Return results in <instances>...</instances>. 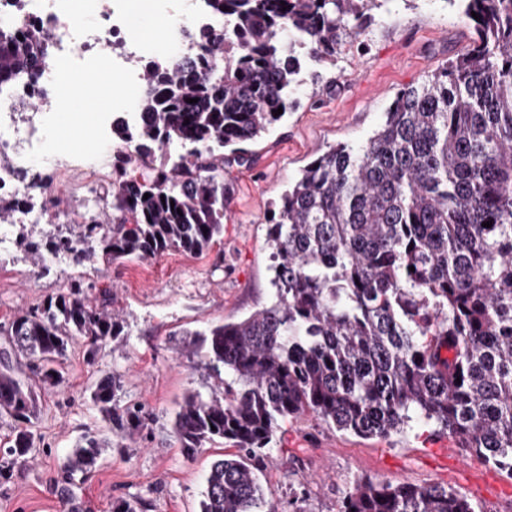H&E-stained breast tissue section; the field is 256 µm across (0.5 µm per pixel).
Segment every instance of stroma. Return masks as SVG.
Instances as JSON below:
<instances>
[{
	"label": "stroma",
	"mask_w": 512,
	"mask_h": 512,
	"mask_svg": "<svg viewBox=\"0 0 512 512\" xmlns=\"http://www.w3.org/2000/svg\"><path fill=\"white\" fill-rule=\"evenodd\" d=\"M372 15L365 37L347 45L335 66L320 68L317 83L300 88L294 108L250 146L245 160L225 165L231 198L224 235L210 250L169 251L144 263L54 261L36 277L19 248L0 258L1 326L73 279L90 283L93 296L108 294L112 310L126 320L124 343L109 344L92 361L83 340L74 341L59 365L64 385L37 389L36 447L27 464L0 478V512H66L68 495L79 512H112L120 502L137 512H199L205 475L226 449L218 442L187 458L171 429L188 391L220 386L203 359L190 354L189 332L242 319L270 303L266 240L282 192L330 146L367 140L400 91L469 42L470 28L448 0H384ZM112 163V156L91 146L58 152L45 171L51 186L37 191V202L58 205L61 223H80L93 212L94 188L110 181ZM113 375L123 381L122 404L141 405L154 421L121 447L102 449L87 475L63 485L61 468L81 437L108 431L91 391ZM360 476L448 486L484 512H512L511 478L466 455L451 435L422 424L383 440L340 432L308 416L283 420L260 480L268 500L279 505L304 490L308 512H336Z\"/></svg>",
	"instance_id": "1"
}]
</instances>
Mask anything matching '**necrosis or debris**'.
Listing matches in <instances>:
<instances>
[{"instance_id": "1", "label": "necrosis or debris", "mask_w": 512, "mask_h": 512, "mask_svg": "<svg viewBox=\"0 0 512 512\" xmlns=\"http://www.w3.org/2000/svg\"><path fill=\"white\" fill-rule=\"evenodd\" d=\"M171 41L178 53L190 50L189 36L224 23L210 15L203 0H189L186 10L169 18ZM134 16L125 0H0V28L26 31L49 28L55 49L46 58L36 84L38 103L19 121L15 87H0V191L32 193L50 155L43 148L47 134L44 114L62 111L73 95L65 77L93 74L98 80L119 81L108 109L101 111L84 133L97 144L110 145L111 115L122 112L137 121L134 91L143 90V61L164 63L153 53L151 40L133 35Z\"/></svg>"}]
</instances>
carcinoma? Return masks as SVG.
<instances>
[{
    "instance_id": "obj_1",
    "label": "carcinoma",
    "mask_w": 512,
    "mask_h": 512,
    "mask_svg": "<svg viewBox=\"0 0 512 512\" xmlns=\"http://www.w3.org/2000/svg\"><path fill=\"white\" fill-rule=\"evenodd\" d=\"M205 2L228 26L201 32L180 61L146 66L139 122H112L129 151L114 157L98 214L65 226L51 217L36 236L19 225L15 243L34 266L209 249L231 195L224 160L243 161L244 145L294 107L304 60L336 64L385 0ZM450 2L463 7L471 44L406 87L366 141L331 147L281 196L267 239L270 305L192 333L224 390L186 394L173 434L189 457L218 440L235 449L211 465L200 512H280L258 472L280 422L306 414L366 438L432 426L512 479V0ZM51 43L44 29L21 40L0 30V83L35 77ZM172 145L183 153L157 155ZM34 205L0 197V220ZM87 290L72 281L4 333L0 416L14 426L0 476L35 448L31 377L60 385L56 365L78 337L91 358L121 341L123 318ZM121 391L116 377L96 385L111 436H83L69 477L148 427ZM337 512L483 510L445 486L360 477Z\"/></svg>"
}]
</instances>
